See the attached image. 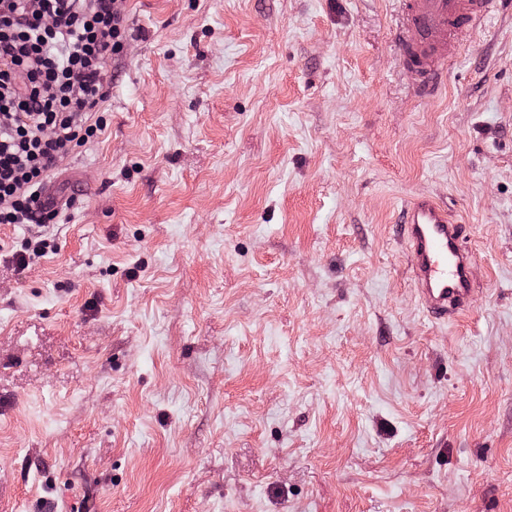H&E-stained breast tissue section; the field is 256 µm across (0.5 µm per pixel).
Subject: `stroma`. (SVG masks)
I'll return each mask as SVG.
<instances>
[{"mask_svg":"<svg viewBox=\"0 0 512 512\" xmlns=\"http://www.w3.org/2000/svg\"><path fill=\"white\" fill-rule=\"evenodd\" d=\"M403 2L125 0L60 223L0 224V512H512V0L421 97ZM416 194L476 258L453 323ZM400 238L423 310L448 322L462 314L475 288L476 260L464 245V229L448 207L415 197L402 208Z\"/></svg>","mask_w":512,"mask_h":512,"instance_id":"1","label":"stroma"}]
</instances>
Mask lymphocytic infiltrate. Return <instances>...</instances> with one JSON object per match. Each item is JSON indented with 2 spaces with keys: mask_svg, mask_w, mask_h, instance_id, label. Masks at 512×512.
<instances>
[{
  "mask_svg": "<svg viewBox=\"0 0 512 512\" xmlns=\"http://www.w3.org/2000/svg\"><path fill=\"white\" fill-rule=\"evenodd\" d=\"M123 0H0V224H54L49 182L98 137Z\"/></svg>",
  "mask_w": 512,
  "mask_h": 512,
  "instance_id": "lymphocytic-infiltrate-1",
  "label": "lymphocytic infiltrate"
}]
</instances>
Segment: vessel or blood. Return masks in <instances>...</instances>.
Listing matches in <instances>:
<instances>
[{
    "instance_id": "obj_1",
    "label": "vessel or blood",
    "mask_w": 512,
    "mask_h": 512,
    "mask_svg": "<svg viewBox=\"0 0 512 512\" xmlns=\"http://www.w3.org/2000/svg\"><path fill=\"white\" fill-rule=\"evenodd\" d=\"M498 0H408L411 40L401 44V60L418 93L440 90L445 62L462 32L474 29ZM464 229L448 209L427 197L404 205L400 238L423 310L445 322L458 317L474 292L476 260L464 244Z\"/></svg>"
}]
</instances>
